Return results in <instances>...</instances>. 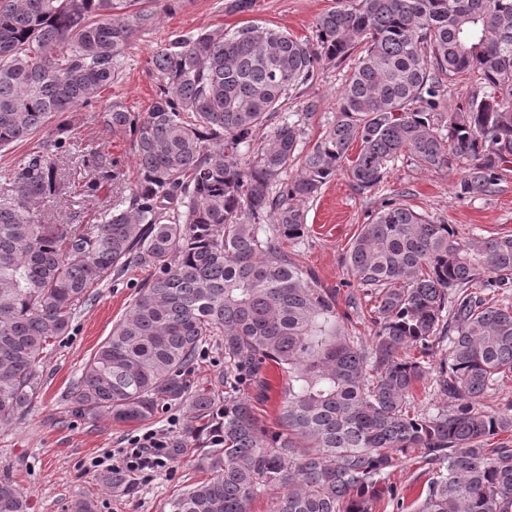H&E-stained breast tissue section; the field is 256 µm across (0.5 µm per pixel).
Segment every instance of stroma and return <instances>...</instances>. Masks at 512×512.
Returning a JSON list of instances; mask_svg holds the SVG:
<instances>
[{"label": "stroma", "instance_id": "obj_1", "mask_svg": "<svg viewBox=\"0 0 512 512\" xmlns=\"http://www.w3.org/2000/svg\"><path fill=\"white\" fill-rule=\"evenodd\" d=\"M234 4L235 0H181L178 10L160 13L157 27L136 33L119 80L102 93L97 109L119 101L130 111H146L158 91L150 56L171 39L248 22L307 39L313 37L318 18L336 0H251L244 12L236 11ZM348 73V64L330 66L321 69L310 85L291 92L283 114L301 111L310 99L319 103L306 130L307 145H314L333 120L336 95ZM97 109L68 113L79 145L104 147L125 164H132L130 142L113 138L99 122ZM464 167L458 160L452 167L426 171L407 161L398 162L389 167L378 193L358 192L339 174L305 203V233L284 249L313 274L318 287L335 293L339 314L352 322L357 335L369 337L371 329L363 316L374 301L364 296L349 275L345 259L361 226L380 209L383 198L394 197L436 223L452 225L465 238L512 234V171L497 195L463 201L455 197L453 186ZM149 276V269L132 265L118 278L89 289V299L77 309L68 335L55 340L44 353L43 386L36 401L15 426L0 429V477L11 478L26 492L28 512H69L71 501L79 495L94 499L97 512H169L168 502L175 494L208 477L209 438L203 434L185 439L186 429L193 424L185 405H164L151 420L135 425L71 412L68 392L72 383L90 354L125 316ZM150 430L166 432L180 444V451L154 474L127 473L124 489L106 491L97 472L89 467L92 458L119 464L129 439Z\"/></svg>", "mask_w": 512, "mask_h": 512}]
</instances>
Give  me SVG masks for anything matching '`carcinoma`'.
Listing matches in <instances>:
<instances>
[{"instance_id":"obj_1","label":"carcinoma","mask_w":512,"mask_h":512,"mask_svg":"<svg viewBox=\"0 0 512 512\" xmlns=\"http://www.w3.org/2000/svg\"><path fill=\"white\" fill-rule=\"evenodd\" d=\"M156 20L141 0H0V151L32 143L0 171V428L32 405L43 354L88 289L134 263L153 274L69 398L76 413L120 424L172 402L205 423L211 476L169 512H247L269 490L281 492L273 512H371L381 500L404 512L389 475L412 459L432 473L416 512H512V446L493 441L512 433V405L474 404L512 373V303L500 296L512 287V235L461 240L386 200L346 256L374 298L369 342L283 249L306 230L303 202L342 172L378 191L391 163L432 171L456 157L457 198L499 192L512 164V0H337L311 40L255 23L177 37L150 57L159 93L147 111L114 101L99 114L131 139L133 169L91 147L78 187L62 168L76 139L62 116L97 103ZM347 59L334 120L307 150L318 103L279 112ZM459 76L473 90L447 112L445 81ZM126 184L96 224L51 217L64 197L79 207ZM211 336L224 340V375L192 387ZM270 362L288 376L275 429L246 395ZM427 378L447 406L418 413L413 391ZM98 482L112 491L125 477ZM0 512H27L7 477Z\"/></svg>"}]
</instances>
